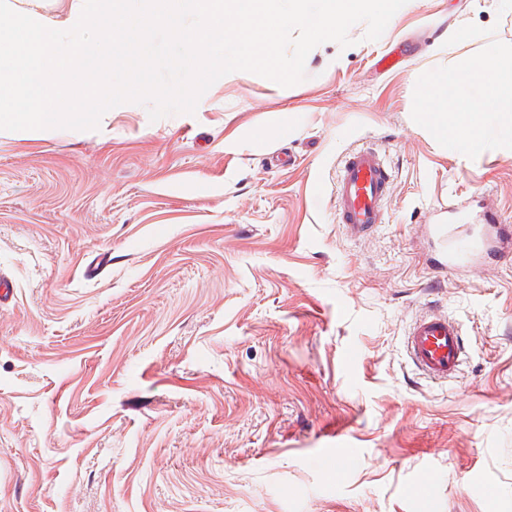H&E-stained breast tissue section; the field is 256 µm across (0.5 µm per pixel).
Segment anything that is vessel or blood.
<instances>
[{
  "instance_id": "vessel-or-blood-1",
  "label": "vessel or blood",
  "mask_w": 512,
  "mask_h": 512,
  "mask_svg": "<svg viewBox=\"0 0 512 512\" xmlns=\"http://www.w3.org/2000/svg\"><path fill=\"white\" fill-rule=\"evenodd\" d=\"M390 188L391 174L380 151L363 147L347 154L336 185V216L347 235L362 238L384 223ZM429 230L444 249L442 270L448 274L477 259L498 260L512 253V226L508 224L485 225L478 237L467 228L449 233L444 224L430 225ZM405 350L416 371L445 382L460 370L464 341L454 320L427 313L409 326Z\"/></svg>"
}]
</instances>
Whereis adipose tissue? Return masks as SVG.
Segmentation results:
<instances>
[{
    "label": "adipose tissue",
    "instance_id": "ef3b65f1",
    "mask_svg": "<svg viewBox=\"0 0 512 512\" xmlns=\"http://www.w3.org/2000/svg\"><path fill=\"white\" fill-rule=\"evenodd\" d=\"M419 93L421 114L433 128L455 123L459 138L479 152L497 138L512 145V50L491 53L475 66L433 71Z\"/></svg>",
    "mask_w": 512,
    "mask_h": 512
}]
</instances>
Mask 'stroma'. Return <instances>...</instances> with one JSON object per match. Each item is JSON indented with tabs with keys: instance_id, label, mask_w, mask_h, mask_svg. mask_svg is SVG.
<instances>
[{
	"instance_id": "obj_1",
	"label": "stroma",
	"mask_w": 512,
	"mask_h": 512,
	"mask_svg": "<svg viewBox=\"0 0 512 512\" xmlns=\"http://www.w3.org/2000/svg\"><path fill=\"white\" fill-rule=\"evenodd\" d=\"M365 33L191 115L0 131V512H512V257L449 277L425 231L512 225V148L463 157L418 117L423 75L512 46V0ZM362 146L393 184L355 240L336 179ZM429 311L467 342L445 383L405 353ZM335 446L359 451L337 473Z\"/></svg>"
}]
</instances>
